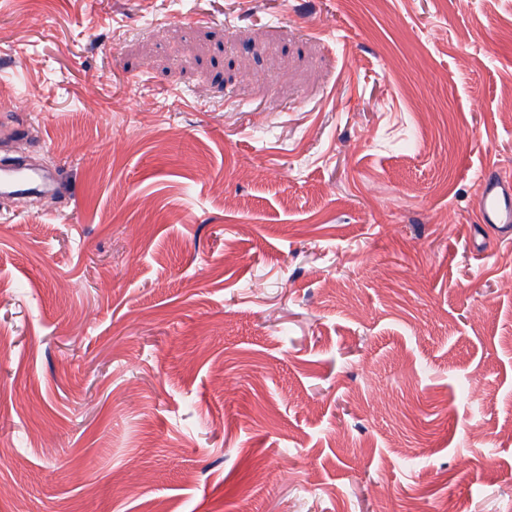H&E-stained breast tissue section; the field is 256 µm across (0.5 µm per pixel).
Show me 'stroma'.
Wrapping results in <instances>:
<instances>
[{"instance_id": "1", "label": "stroma", "mask_w": 512, "mask_h": 512, "mask_svg": "<svg viewBox=\"0 0 512 512\" xmlns=\"http://www.w3.org/2000/svg\"><path fill=\"white\" fill-rule=\"evenodd\" d=\"M512 0H0V512H512ZM468 401H461V393ZM58 190L53 177L44 170L25 168L8 162L0 164V194L18 199L51 195ZM476 203L483 224L511 229L512 183L497 169L487 168L476 174Z\"/></svg>"}]
</instances>
